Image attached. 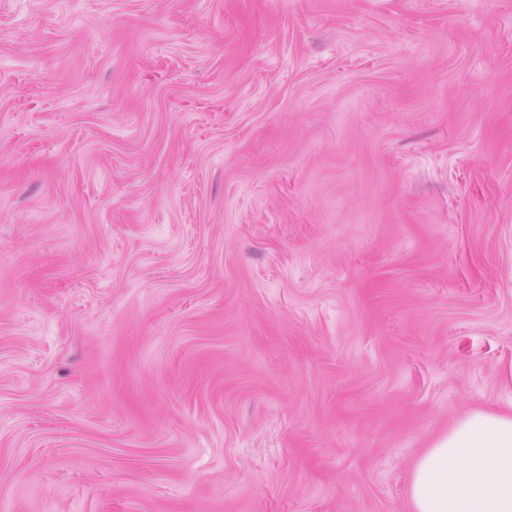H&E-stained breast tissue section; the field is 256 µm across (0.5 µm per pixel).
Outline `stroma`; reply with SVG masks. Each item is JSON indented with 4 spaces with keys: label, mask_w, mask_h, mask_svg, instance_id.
Returning <instances> with one entry per match:
<instances>
[{
    "label": "stroma",
    "mask_w": 512,
    "mask_h": 512,
    "mask_svg": "<svg viewBox=\"0 0 512 512\" xmlns=\"http://www.w3.org/2000/svg\"><path fill=\"white\" fill-rule=\"evenodd\" d=\"M512 408V0H0V512H410Z\"/></svg>",
    "instance_id": "1"
}]
</instances>
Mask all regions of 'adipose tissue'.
<instances>
[{"label":"adipose tissue","mask_w":512,"mask_h":512,"mask_svg":"<svg viewBox=\"0 0 512 512\" xmlns=\"http://www.w3.org/2000/svg\"><path fill=\"white\" fill-rule=\"evenodd\" d=\"M411 512H512V411L475 410L413 466Z\"/></svg>","instance_id":"ef3b65f1"}]
</instances>
